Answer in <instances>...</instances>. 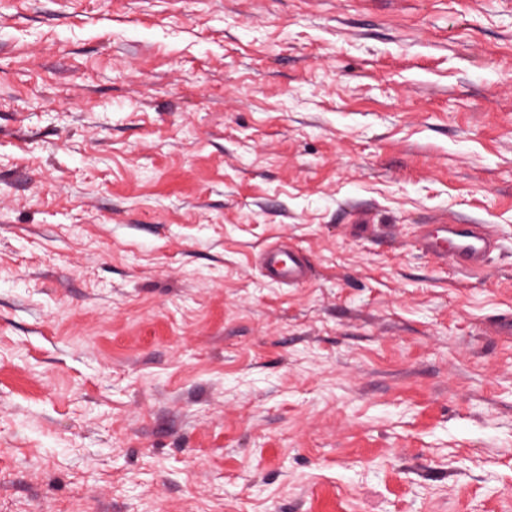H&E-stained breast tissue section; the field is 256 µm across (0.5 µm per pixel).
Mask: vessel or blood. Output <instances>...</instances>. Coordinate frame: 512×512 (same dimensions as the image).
<instances>
[{"label": "vessel or blood", "mask_w": 512, "mask_h": 512, "mask_svg": "<svg viewBox=\"0 0 512 512\" xmlns=\"http://www.w3.org/2000/svg\"><path fill=\"white\" fill-rule=\"evenodd\" d=\"M422 250L452 267L481 271L490 255L499 247V240L488 225L439 221L428 225L420 237ZM263 269L270 280L292 287L310 279L308 264L298 252L286 247H272L263 254Z\"/></svg>", "instance_id": "1"}]
</instances>
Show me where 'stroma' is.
<instances>
[{
  "label": "stroma",
  "instance_id": "35a3bbf8",
  "mask_svg": "<svg viewBox=\"0 0 512 512\" xmlns=\"http://www.w3.org/2000/svg\"><path fill=\"white\" fill-rule=\"evenodd\" d=\"M509 315L512 0H0V512H512ZM421 249L452 267L480 272L499 240L486 224H429L420 237ZM263 269L270 280L301 286L310 280L309 265L295 252L284 246L272 247L263 253Z\"/></svg>",
  "mask_w": 512,
  "mask_h": 512
}]
</instances>
